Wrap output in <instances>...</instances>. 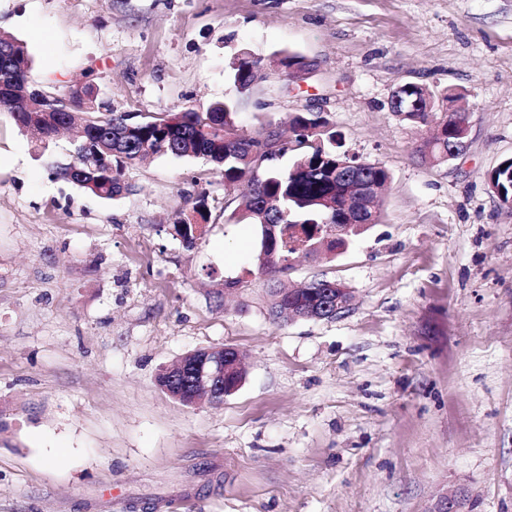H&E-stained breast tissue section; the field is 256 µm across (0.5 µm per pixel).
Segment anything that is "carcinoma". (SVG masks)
<instances>
[{
  "mask_svg": "<svg viewBox=\"0 0 512 512\" xmlns=\"http://www.w3.org/2000/svg\"><path fill=\"white\" fill-rule=\"evenodd\" d=\"M262 59L244 55L231 67L234 82L248 85ZM31 60L26 47L11 35L0 33V81H28ZM93 87L73 88L72 105L55 112L52 122L33 121L23 104L0 97V110L10 113L21 128H34L48 138L59 129L81 120V136L74 161L57 174L86 192L111 199L127 186L122 181L126 165L146 155L203 157L223 166L224 180L242 179L251 186L238 206L239 223L258 224L266 230V249L259 252L258 269L275 279L292 269L300 244L323 245L329 252L345 249L356 237L378 223L377 199L389 180L388 171L375 163L361 164L342 149V137L329 127L321 112H299L290 123L291 139L278 154L295 152L291 165L283 169L253 166V157L267 154L268 135L260 127L250 137L239 133L237 112L230 102H216L206 112L187 110L155 113L138 120L88 105ZM460 94L450 89L435 94L409 84L402 92L404 119L426 126L434 120L436 133L416 149L421 160L441 163L448 149L466 141V112L453 107ZM126 135L116 146L118 154L105 164L92 155L94 143L111 131ZM490 191L504 203L512 199V158L501 161L487 176ZM352 224L350 233L336 239L328 230Z\"/></svg>",
  "mask_w": 512,
  "mask_h": 512,
  "instance_id": "1",
  "label": "carcinoma"
}]
</instances>
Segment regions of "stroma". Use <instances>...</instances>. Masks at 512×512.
<instances>
[{"mask_svg":"<svg viewBox=\"0 0 512 512\" xmlns=\"http://www.w3.org/2000/svg\"><path fill=\"white\" fill-rule=\"evenodd\" d=\"M0 32L39 88L134 115L231 101L246 134L320 112L391 177L377 224L280 278L341 282L349 309L276 322L261 227L213 163L147 158L105 200L56 175L73 133L0 111V512H427L451 486L512 512V207L487 185L512 157V0H0ZM244 51L314 69L243 90ZM408 83L464 93V155L418 158ZM208 346L242 353L233 395L158 387Z\"/></svg>","mask_w":512,"mask_h":512,"instance_id":"35a3bbf8","label":"stroma"}]
</instances>
